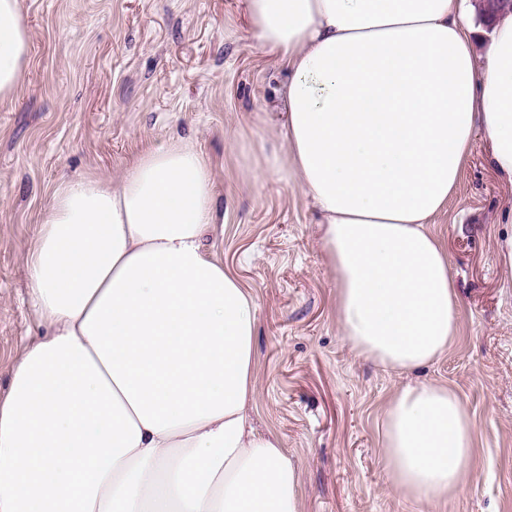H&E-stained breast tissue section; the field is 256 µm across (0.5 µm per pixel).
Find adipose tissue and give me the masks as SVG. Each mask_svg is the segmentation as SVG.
<instances>
[{"instance_id":"ef3b65f1","label":"adipose tissue","mask_w":512,"mask_h":512,"mask_svg":"<svg viewBox=\"0 0 512 512\" xmlns=\"http://www.w3.org/2000/svg\"><path fill=\"white\" fill-rule=\"evenodd\" d=\"M288 68L273 166L314 201L336 318L360 357L406 373L457 340L433 231L476 136L512 179V11L476 63L465 0H244ZM24 0H0V103L30 64ZM211 162L152 147L115 179L60 182L28 257L25 345L0 397V512H301L280 438L253 424L256 299L223 259ZM387 481L424 506L474 475L471 417L439 384L380 422Z\"/></svg>"}]
</instances>
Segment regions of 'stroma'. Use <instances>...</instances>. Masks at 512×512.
<instances>
[{"instance_id":"1","label":"stroma","mask_w":512,"mask_h":512,"mask_svg":"<svg viewBox=\"0 0 512 512\" xmlns=\"http://www.w3.org/2000/svg\"><path fill=\"white\" fill-rule=\"evenodd\" d=\"M31 63L0 103V395L27 338V259L64 180L118 177L148 147L186 140L212 163L224 237L215 249L257 299L254 412L298 464L304 512H418L386 482L378 424L407 383L454 389L475 433L478 481L439 512H512V275L499 219L512 182L476 138L437 219L461 308L440 361L391 373L340 334L318 214L286 173L255 176L280 149L287 72L250 32L241 0H24Z\"/></svg>"}]
</instances>
